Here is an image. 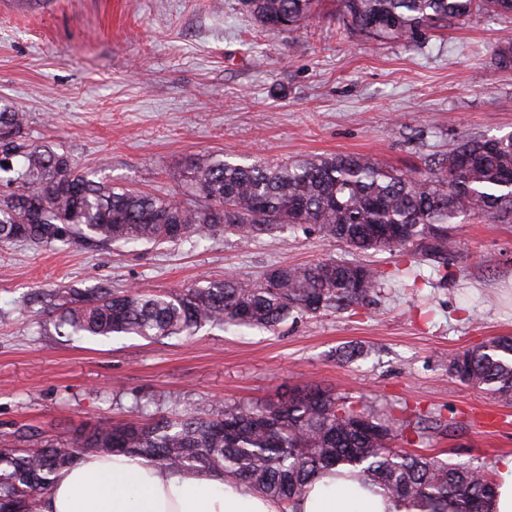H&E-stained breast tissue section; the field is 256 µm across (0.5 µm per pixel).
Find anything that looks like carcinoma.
I'll return each mask as SVG.
<instances>
[{
    "mask_svg": "<svg viewBox=\"0 0 512 512\" xmlns=\"http://www.w3.org/2000/svg\"><path fill=\"white\" fill-rule=\"evenodd\" d=\"M267 31L304 20L312 0H241ZM343 30L405 41L479 13L512 15V0H336ZM26 113L0 106V244L136 246L233 235L249 242L310 227L359 253L401 251L437 271L455 251L451 226L470 218L512 219V134L462 139L415 174L358 154L280 164L238 163L215 154L193 166L182 198L114 183L78 169L65 151L25 139ZM384 271L328 259L281 264L259 282L226 277L181 291H115L102 284L34 292L26 308L59 336H193L205 325L274 329L295 313L358 306ZM451 378L512 404V336H493L448 360ZM452 427L413 409L378 413L342 393L308 385L275 402L185 409L177 418L98 424L68 438L17 430L29 448L0 446V512H36L61 469L87 454L142 458L171 471L206 469L294 507L322 473L347 468L402 512H488L496 487L484 465L397 449Z\"/></svg>",
    "mask_w": 512,
    "mask_h": 512,
    "instance_id": "carcinoma-1",
    "label": "carcinoma"
}]
</instances>
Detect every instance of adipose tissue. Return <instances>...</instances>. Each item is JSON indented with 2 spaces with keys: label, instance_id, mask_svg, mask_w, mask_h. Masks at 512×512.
Segmentation results:
<instances>
[{
  "label": "adipose tissue",
  "instance_id": "obj_1",
  "mask_svg": "<svg viewBox=\"0 0 512 512\" xmlns=\"http://www.w3.org/2000/svg\"><path fill=\"white\" fill-rule=\"evenodd\" d=\"M39 512H281L232 477L206 470L171 472L141 459L86 456L61 471ZM296 512H400L397 504L354 476L320 475Z\"/></svg>",
  "mask_w": 512,
  "mask_h": 512
}]
</instances>
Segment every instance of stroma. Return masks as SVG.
Masks as SVG:
<instances>
[{
    "label": "stroma",
    "instance_id": "35a3bbf8",
    "mask_svg": "<svg viewBox=\"0 0 512 512\" xmlns=\"http://www.w3.org/2000/svg\"><path fill=\"white\" fill-rule=\"evenodd\" d=\"M512 16L481 14L411 43L343 32L335 0L268 33L240 0H43L0 10V104L27 112L31 141L112 180L178 195L180 173L214 154L270 162L361 154L405 171L470 137L512 132V69L495 49ZM447 279L428 265L385 282L352 310L292 316L276 330L204 326L196 335L106 341L39 331L21 305L35 290L106 283L144 292L332 258L385 270L400 253L348 251L284 228L243 243L218 236L160 247L0 246V439L174 416L199 405L277 398L310 384L382 410L417 405L456 423L425 454L496 467L512 428L481 389L448 375V358L512 335V222L475 218L453 230ZM364 357L340 361L344 347Z\"/></svg>",
    "mask_w": 512,
    "mask_h": 512
}]
</instances>
